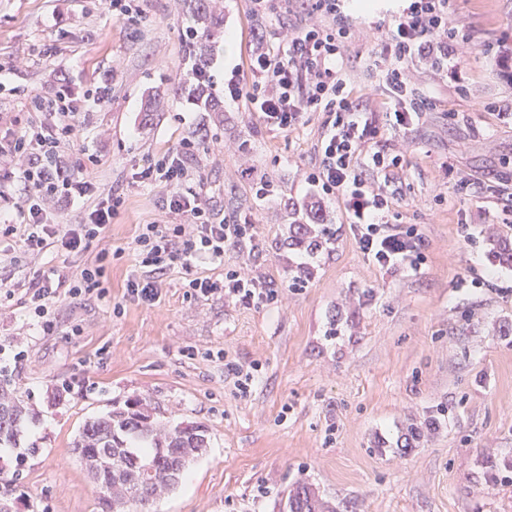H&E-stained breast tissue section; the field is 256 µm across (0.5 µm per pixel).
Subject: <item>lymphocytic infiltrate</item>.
I'll return each instance as SVG.
<instances>
[{
	"label": "lymphocytic infiltrate",
	"instance_id": "f902f5d3",
	"mask_svg": "<svg viewBox=\"0 0 512 512\" xmlns=\"http://www.w3.org/2000/svg\"><path fill=\"white\" fill-rule=\"evenodd\" d=\"M258 20L283 17L273 32H259L247 70L224 76V99L253 112L267 130L288 132L322 113L323 131L314 160L302 171L307 193L303 207L325 209L336 202L364 256L388 271H420L427 257L414 224L395 211L397 191L387 179L402 168L404 154L387 132L408 133L423 112L435 108L423 87L431 72L454 81L476 50L470 29L455 20L457 0H405L386 26L373 55L362 60L368 77L385 88L381 110L370 92L355 91L348 70L355 60L357 32L347 0H253ZM38 115L22 131L0 137V163L18 164L16 181L0 178V238L15 241L11 264L54 248L63 257H80L70 276L50 267L22 284L28 309L44 334L59 327L57 304L66 297L88 302L104 295L111 249L106 232L125 203L123 191L105 189L75 177L60 157L73 133L77 108L65 97L39 100ZM196 144L181 141L138 173L140 182L162 186L153 221L141 225L134 241L136 266L126 284L130 301L153 305L162 296L164 275L185 274V296L194 302L221 300L256 308L274 303L282 290L247 265H225L224 255L256 256L261 242L251 212L219 216L197 189L187 160ZM24 200L10 210L14 183ZM82 201L77 223L55 220L59 203ZM223 266L220 276L198 270L199 263Z\"/></svg>",
	"mask_w": 512,
	"mask_h": 512
}]
</instances>
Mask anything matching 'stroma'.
Masks as SVG:
<instances>
[{
  "instance_id": "1",
  "label": "stroma",
  "mask_w": 512,
  "mask_h": 512,
  "mask_svg": "<svg viewBox=\"0 0 512 512\" xmlns=\"http://www.w3.org/2000/svg\"><path fill=\"white\" fill-rule=\"evenodd\" d=\"M221 2L224 31L209 67V93L219 100L225 70L245 67L259 29L250 0ZM456 18L478 43L512 47V0H458ZM193 25L179 0H143L132 21L113 17L109 0H0V129L20 130L41 98L81 104L89 89L108 85L109 101L77 115L64 163L126 193L108 233L124 255L101 299L61 300L51 336L29 317L22 293L0 303V340L23 334L28 353L18 368L12 351L0 352V386L36 411L19 447L0 451V498H11L15 512H98V490L70 443L86 417L147 396L165 418L203 424L210 436L207 454L157 512H283L299 484L336 512H512V267L491 254L493 242L512 245V214L457 189L464 178L495 181L512 156V126L482 109L512 99V77L480 50L462 92L425 82L462 117L431 111L407 135L396 210L425 239L420 274L373 265L345 224L309 260L293 241L294 205L305 192L296 163L311 159L323 118L272 132L244 109L217 115L173 94L194 66L184 39ZM156 92L166 107L145 119ZM186 138L197 144L188 165L201 171L205 198L257 219L261 257L230 251L223 265L250 262L283 288L279 302L196 304L176 269L159 303L127 301L133 241L162 193L134 175ZM259 174L274 190L261 201L252 191ZM302 264L308 285L295 293ZM223 265L199 269L218 275ZM481 277L486 285L475 287ZM75 324L82 335H72ZM209 349L257 364L248 396L225 379L223 362L204 359ZM430 416L437 428L411 436Z\"/></svg>"
}]
</instances>
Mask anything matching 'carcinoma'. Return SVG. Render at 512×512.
<instances>
[{
  "label": "carcinoma",
  "instance_id": "obj_1",
  "mask_svg": "<svg viewBox=\"0 0 512 512\" xmlns=\"http://www.w3.org/2000/svg\"><path fill=\"white\" fill-rule=\"evenodd\" d=\"M189 9L197 24L192 52L198 64L207 62L211 43L224 25V14L214 0H190ZM209 112L224 107L204 98L199 83L176 87ZM29 410L17 392L0 387V448L19 447ZM210 437L205 426L194 422L176 425L158 419L157 408L145 397L128 400L124 406L83 422L70 443L89 479L99 489L100 512H154L157 500L172 491L186 463L206 453ZM286 512H325L308 487L289 492Z\"/></svg>",
  "mask_w": 512,
  "mask_h": 512
}]
</instances>
